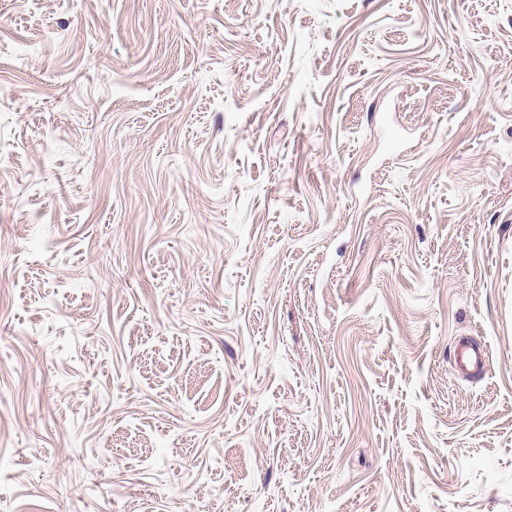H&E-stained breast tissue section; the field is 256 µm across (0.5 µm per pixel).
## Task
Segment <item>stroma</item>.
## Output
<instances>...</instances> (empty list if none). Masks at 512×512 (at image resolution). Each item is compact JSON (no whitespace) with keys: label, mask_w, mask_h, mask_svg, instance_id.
I'll return each mask as SVG.
<instances>
[{"label":"stroma","mask_w":512,"mask_h":512,"mask_svg":"<svg viewBox=\"0 0 512 512\" xmlns=\"http://www.w3.org/2000/svg\"><path fill=\"white\" fill-rule=\"evenodd\" d=\"M0 512H512V0H0ZM487 359L485 349L467 338H460L456 343L455 367L462 373L480 370Z\"/></svg>","instance_id":"stroma-1"}]
</instances>
